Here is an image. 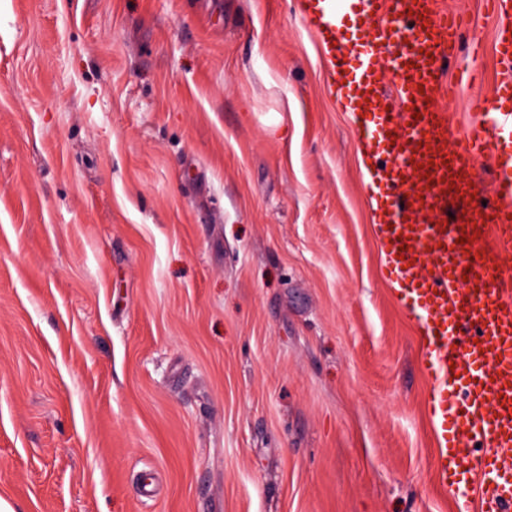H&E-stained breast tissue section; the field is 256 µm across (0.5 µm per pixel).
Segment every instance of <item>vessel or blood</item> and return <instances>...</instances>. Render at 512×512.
<instances>
[{"label": "vessel or blood", "mask_w": 512, "mask_h": 512, "mask_svg": "<svg viewBox=\"0 0 512 512\" xmlns=\"http://www.w3.org/2000/svg\"><path fill=\"white\" fill-rule=\"evenodd\" d=\"M504 68L491 94L466 103L460 131L441 108L456 97L441 64L463 16L438 0H350L363 32L357 60L336 37V12L301 0L302 22L333 37L325 80L351 112L369 161L370 196L385 275L421 329L426 406L438 434V480L461 488L481 476V512L512 506V0H490ZM490 159L489 203L474 196L472 168ZM488 450L474 452L476 441Z\"/></svg>", "instance_id": "vessel-or-blood-1"}]
</instances>
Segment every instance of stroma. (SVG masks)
<instances>
[{
  "label": "stroma",
  "instance_id": "obj_1",
  "mask_svg": "<svg viewBox=\"0 0 512 512\" xmlns=\"http://www.w3.org/2000/svg\"><path fill=\"white\" fill-rule=\"evenodd\" d=\"M327 66L299 0H0L5 512H457Z\"/></svg>",
  "mask_w": 512,
  "mask_h": 512
}]
</instances>
